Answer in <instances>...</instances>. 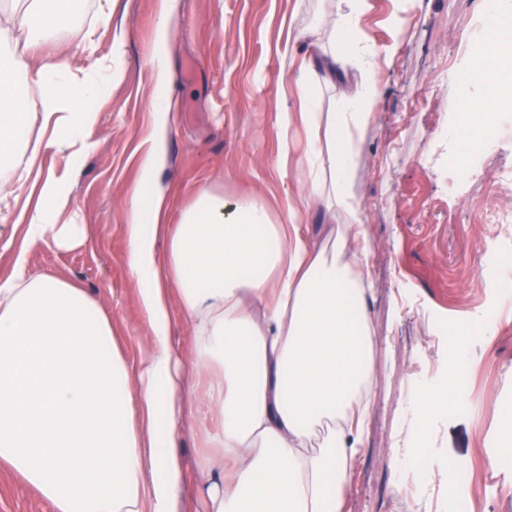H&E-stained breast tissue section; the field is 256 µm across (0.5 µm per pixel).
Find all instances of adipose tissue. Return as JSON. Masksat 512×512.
<instances>
[{
	"instance_id": "1",
	"label": "adipose tissue",
	"mask_w": 512,
	"mask_h": 512,
	"mask_svg": "<svg viewBox=\"0 0 512 512\" xmlns=\"http://www.w3.org/2000/svg\"><path fill=\"white\" fill-rule=\"evenodd\" d=\"M0 30V162L31 175L42 144L77 156L91 146L102 97L124 75L119 55L99 70L71 72L52 34L68 25L75 0H10ZM366 0H338L310 19L292 48L299 77L296 112L279 115V159L300 123L308 148L298 162L301 203L273 216L250 196L225 201L202 189L170 223L154 192L163 130L142 159L130 192L128 266L138 287L148 343L135 360L122 353L112 315L84 289L28 269L26 250L0 279V469L34 491L50 512H177L188 474L179 440L186 412L209 426L212 454L197 463L210 512H344L346 484L360 452L368 406L378 386L368 312L371 270L365 212L354 190L359 143L381 102L380 49L360 28ZM512 0H483L489 61L480 93L460 91L471 126L512 108V35L493 26ZM353 65L352 94L321 111V88ZM41 110H30L31 97ZM42 203L25 235L67 249L84 229L68 219L61 179L40 187ZM325 208L331 224L316 241L306 223ZM192 348L178 356L177 325ZM206 389L195 400L191 378ZM459 381L420 387L411 406L414 438L442 404H455Z\"/></svg>"
}]
</instances>
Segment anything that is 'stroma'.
Instances as JSON below:
<instances>
[{
  "label": "stroma",
  "instance_id": "stroma-1",
  "mask_svg": "<svg viewBox=\"0 0 512 512\" xmlns=\"http://www.w3.org/2000/svg\"><path fill=\"white\" fill-rule=\"evenodd\" d=\"M480 0H367L361 19L367 38L386 53L378 62L382 105L360 143L354 189L365 207L374 290L369 300L378 347L379 385L363 436V452L350 472L346 512H401L393 449L409 445L404 411L421 383L438 384L453 355L437 342L439 322L452 323L495 301L494 283L478 270L487 253L512 259V223L492 224L490 211L512 210V110L500 141L479 156L456 191L448 189V146L469 138L456 129L462 102L443 74L454 67L478 71L485 51L473 48L482 27ZM332 0H176L169 17L172 37L157 39L161 0H116L101 23L97 0H76L74 22L59 31L73 68L95 67L119 51L124 76L89 106L97 114L92 146L81 160L42 148L41 176L71 179L72 217L84 227L82 243L63 250L26 244L23 228L13 248L0 249V279L14 271L15 249L27 246L32 273L75 283L112 312V333L127 358L146 345L147 329L136 284L127 265V200L141 179L146 139L159 122L151 110L156 94L177 109L163 141L158 185L168 195L170 219L178 221L194 194L209 189L226 201L251 195L281 213L296 180L277 171L279 112L297 111L287 94L290 30ZM94 30L96 53L83 51ZM164 53L169 79L157 87L152 60ZM494 335L470 347L467 411L429 419L427 453L437 478L417 512H451L452 461L473 466L469 512H512V495L485 492L502 482L491 461L502 442L499 418L512 412V321L497 317ZM205 425L190 420L181 447L190 479L182 512H205L196 476ZM0 512H48L37 495L0 472Z\"/></svg>",
  "mask_w": 512,
  "mask_h": 512
}]
</instances>
